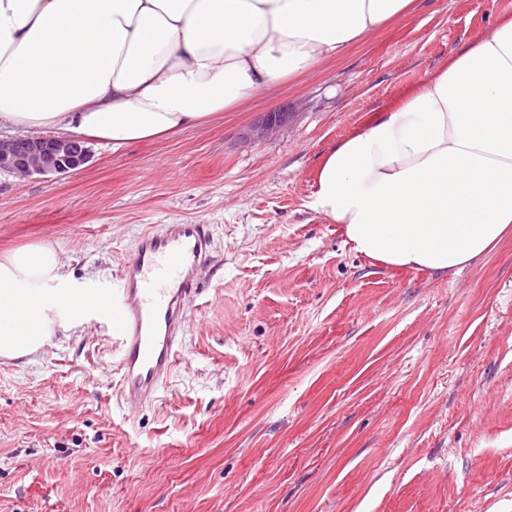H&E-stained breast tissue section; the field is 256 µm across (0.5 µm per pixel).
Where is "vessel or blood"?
Instances as JSON below:
<instances>
[{"label":"vessel or blood","instance_id":"obj_1","mask_svg":"<svg viewBox=\"0 0 512 512\" xmlns=\"http://www.w3.org/2000/svg\"><path fill=\"white\" fill-rule=\"evenodd\" d=\"M210 245L206 225L169 224L145 234L121 270L106 317L119 343V390L128 411L156 401L174 370Z\"/></svg>","mask_w":512,"mask_h":512}]
</instances>
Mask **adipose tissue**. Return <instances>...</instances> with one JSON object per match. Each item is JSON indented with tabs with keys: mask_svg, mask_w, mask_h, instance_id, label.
I'll return each instance as SVG.
<instances>
[{
	"mask_svg": "<svg viewBox=\"0 0 512 512\" xmlns=\"http://www.w3.org/2000/svg\"><path fill=\"white\" fill-rule=\"evenodd\" d=\"M415 0H0V131L113 146L219 117L342 56ZM313 206L388 267L457 273L512 232V17L324 159ZM103 294L58 250L0 253V358L37 354Z\"/></svg>",
	"mask_w": 512,
	"mask_h": 512,
	"instance_id": "obj_1",
	"label": "adipose tissue"
}]
</instances>
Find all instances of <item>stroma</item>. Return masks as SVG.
Instances as JSON below:
<instances>
[{
  "label": "stroma",
  "mask_w": 512,
  "mask_h": 512,
  "mask_svg": "<svg viewBox=\"0 0 512 512\" xmlns=\"http://www.w3.org/2000/svg\"><path fill=\"white\" fill-rule=\"evenodd\" d=\"M502 15L512 0H416L221 119L1 173L0 251L58 244L72 287L113 292L168 224L208 225L211 251L178 364L136 414L100 314L0 358V512H512V237L440 278L356 253L312 207L326 154Z\"/></svg>",
  "instance_id": "stroma-1"
}]
</instances>
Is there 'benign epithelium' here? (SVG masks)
<instances>
[{
  "label": "benign epithelium",
  "mask_w": 512,
  "mask_h": 512,
  "mask_svg": "<svg viewBox=\"0 0 512 512\" xmlns=\"http://www.w3.org/2000/svg\"><path fill=\"white\" fill-rule=\"evenodd\" d=\"M285 112H270L254 127L259 137L280 128ZM89 151L78 141L56 137L0 138V173L27 178L32 175L63 174L88 161Z\"/></svg>",
  "instance_id": "1"
}]
</instances>
